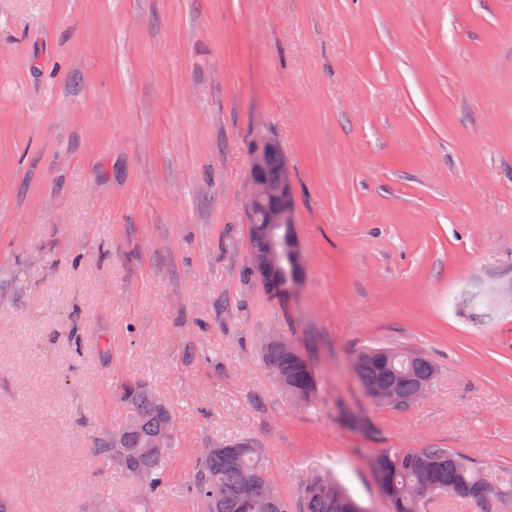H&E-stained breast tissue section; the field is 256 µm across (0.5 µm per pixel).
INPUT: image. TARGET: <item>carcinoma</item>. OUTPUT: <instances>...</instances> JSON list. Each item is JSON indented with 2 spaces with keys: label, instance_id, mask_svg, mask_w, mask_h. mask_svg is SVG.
<instances>
[{
  "label": "carcinoma",
  "instance_id": "cac0c4a2",
  "mask_svg": "<svg viewBox=\"0 0 512 512\" xmlns=\"http://www.w3.org/2000/svg\"><path fill=\"white\" fill-rule=\"evenodd\" d=\"M282 155L269 152L259 175L276 180ZM299 274L291 255L283 259L281 275L263 286L275 297L286 291ZM465 292L466 314L480 322L496 316L484 301V288L472 283ZM370 362L359 367L357 382L367 392L376 385L396 388L394 398L372 404L382 408L402 409L412 404V396L422 382H432L437 364L428 356L403 346H367L355 352ZM262 365L279 388L292 400L304 399L312 404L318 386L306 355L262 343ZM120 403L127 411L125 424L105 430L95 440L94 448L103 462L119 463L138 483L153 490L167 476L172 448L176 445L177 421L166 403L145 383L127 384L122 388ZM171 431L167 450H156V438ZM465 453L455 448H387L371 462L382 495L390 512H425L433 499L448 496L468 504L486 495L492 509L474 508V512H504L512 504V482H505L487 463L477 459L463 462ZM252 478V498L266 504V512H341L340 504L351 496L329 474L312 470L304 478L297 500L288 504L271 479L265 451L248 436L214 442L197 461L185 490L197 500L201 512H249L242 499V477Z\"/></svg>",
  "mask_w": 512,
  "mask_h": 512
}]
</instances>
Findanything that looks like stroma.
Masks as SVG:
<instances>
[{
  "label": "stroma",
  "instance_id": "35a3bbf8",
  "mask_svg": "<svg viewBox=\"0 0 512 512\" xmlns=\"http://www.w3.org/2000/svg\"><path fill=\"white\" fill-rule=\"evenodd\" d=\"M295 178L306 266L287 299L246 279L250 146ZM512 277V0H0V505L200 512L209 441L253 437L280 492L333 475L388 512L387 448L512 472V312L454 300ZM293 338L318 398L259 342ZM367 344L432 357L428 392L373 406ZM149 382L179 419L166 492L95 454ZM267 341L290 350L292 345L284 336L272 334L266 336ZM278 346L269 345L265 341L261 346L262 365L268 375L279 388L292 400L305 399L307 405L312 404L317 394L318 386L310 363L305 354L284 350Z\"/></svg>",
  "mask_w": 512,
  "mask_h": 512
}]
</instances>
